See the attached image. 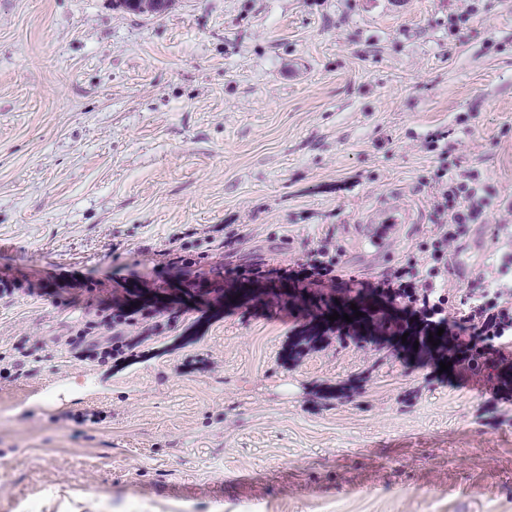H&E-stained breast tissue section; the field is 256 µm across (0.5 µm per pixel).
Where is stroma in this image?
I'll return each mask as SVG.
<instances>
[{
	"label": "stroma",
	"instance_id": "obj_1",
	"mask_svg": "<svg viewBox=\"0 0 512 512\" xmlns=\"http://www.w3.org/2000/svg\"><path fill=\"white\" fill-rule=\"evenodd\" d=\"M444 167L489 200L454 295L512 225V0H0V512H512V348L443 372L224 277L326 239L356 292L441 223ZM162 287L193 299L74 355ZM120 3L123 10L143 16H156L163 14L168 9L169 0H122L112 3Z\"/></svg>",
	"mask_w": 512,
	"mask_h": 512
}]
</instances>
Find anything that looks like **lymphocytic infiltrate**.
<instances>
[{
    "label": "lymphocytic infiltrate",
    "mask_w": 512,
    "mask_h": 512,
    "mask_svg": "<svg viewBox=\"0 0 512 512\" xmlns=\"http://www.w3.org/2000/svg\"><path fill=\"white\" fill-rule=\"evenodd\" d=\"M486 206L478 174L446 180L433 199L446 223L435 225L419 256L390 269L376 284L390 301L415 308L424 323L452 328L466 353L512 344V253L475 287L455 296L447 291L448 248L461 242Z\"/></svg>",
    "instance_id": "1"
}]
</instances>
